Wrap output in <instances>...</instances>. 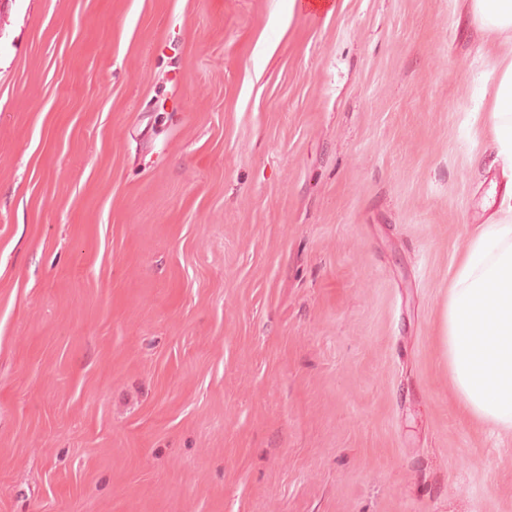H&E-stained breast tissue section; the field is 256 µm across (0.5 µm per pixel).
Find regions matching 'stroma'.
<instances>
[{"instance_id": "35a3bbf8", "label": "stroma", "mask_w": 512, "mask_h": 512, "mask_svg": "<svg viewBox=\"0 0 512 512\" xmlns=\"http://www.w3.org/2000/svg\"><path fill=\"white\" fill-rule=\"evenodd\" d=\"M333 2L0 0V512H512L444 343L494 60Z\"/></svg>"}]
</instances>
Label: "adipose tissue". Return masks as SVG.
<instances>
[{
    "mask_svg": "<svg viewBox=\"0 0 512 512\" xmlns=\"http://www.w3.org/2000/svg\"><path fill=\"white\" fill-rule=\"evenodd\" d=\"M479 27L501 60L490 133L512 169V0H472ZM500 218L476 229L448 290V372L465 412L512 430V195Z\"/></svg>",
    "mask_w": 512,
    "mask_h": 512,
    "instance_id": "adipose-tissue-1",
    "label": "adipose tissue"
}]
</instances>
